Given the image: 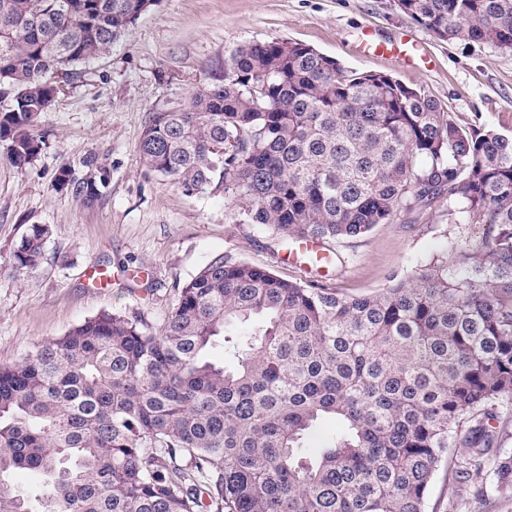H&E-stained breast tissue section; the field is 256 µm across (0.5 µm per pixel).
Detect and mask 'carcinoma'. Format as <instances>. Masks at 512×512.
<instances>
[{
	"instance_id": "obj_1",
	"label": "carcinoma",
	"mask_w": 512,
	"mask_h": 512,
	"mask_svg": "<svg viewBox=\"0 0 512 512\" xmlns=\"http://www.w3.org/2000/svg\"><path fill=\"white\" fill-rule=\"evenodd\" d=\"M157 0H0V142L23 170L79 64L98 59ZM444 40L512 51V0H401ZM145 166L187 196L232 199L240 224L284 240L358 238L402 212L452 204L475 246L353 296L218 256L155 327L101 313L0 366V512H429L455 479L512 493V137L461 126L422 89L342 68L299 42H252L184 108L151 113ZM55 183L87 204L110 171ZM34 224L14 254L42 263ZM224 348V362L208 352ZM332 420L336 429H323ZM19 470L42 477L24 493Z\"/></svg>"
}]
</instances>
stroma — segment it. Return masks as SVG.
Returning <instances> with one entry per match:
<instances>
[{"instance_id": "1", "label": "stroma", "mask_w": 512, "mask_h": 512, "mask_svg": "<svg viewBox=\"0 0 512 512\" xmlns=\"http://www.w3.org/2000/svg\"><path fill=\"white\" fill-rule=\"evenodd\" d=\"M368 28L385 38L408 34L423 58L407 64L364 57L356 45ZM272 38L424 89L459 125L512 135V51L439 39L396 0H158L109 55L78 65L73 83L39 117L45 145L32 165L12 167L0 142V364L103 312L135 313L159 325L178 288L221 255L290 281L319 280L360 295L385 287L390 275L405 276L407 256L431 257L442 231L466 248L477 242V225L449 223V203L440 199L360 238L329 243L328 265L306 266L289 261L292 242L237 223L223 193L190 197L172 178L148 170L139 145L150 113L185 107L223 76L229 51ZM87 156L112 172L91 205L55 185L60 168L82 172ZM34 224L50 229L44 260L15 274L14 252ZM95 267L107 271V287L91 284L87 273ZM430 508L512 512V495L490 480L478 499L442 474Z\"/></svg>"}]
</instances>
